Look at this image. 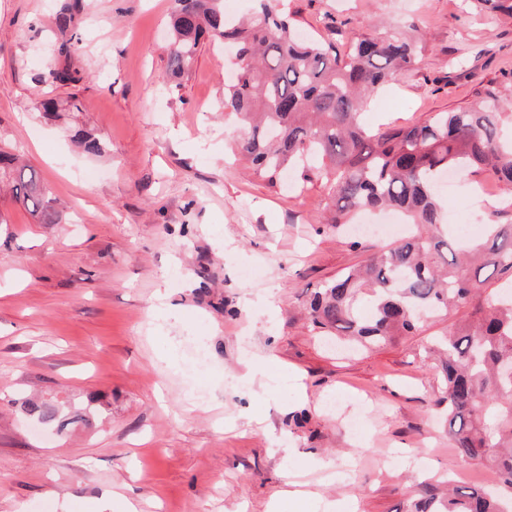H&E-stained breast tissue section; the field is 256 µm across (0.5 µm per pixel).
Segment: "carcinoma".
I'll use <instances>...</instances> for the list:
<instances>
[{
    "instance_id": "obj_1",
    "label": "carcinoma",
    "mask_w": 512,
    "mask_h": 512,
    "mask_svg": "<svg viewBox=\"0 0 512 512\" xmlns=\"http://www.w3.org/2000/svg\"><path fill=\"white\" fill-rule=\"evenodd\" d=\"M467 2L490 17H512V0ZM76 8L65 5L56 13L61 34L73 26ZM170 28L171 78L188 71L206 35L224 41L241 61L224 85L220 108L243 127L236 151L257 176L271 185L287 173L300 188L319 183L336 225L362 210L411 219L407 236L314 291L312 323L370 348L409 335L431 315L470 308L452 334L434 343L443 381L436 406L461 462L489 468L497 484L488 490L455 485L445 497L423 485L411 512H512V224H486L480 236L453 244L438 190L445 174L467 167L512 188V136L502 133L500 92L487 90L477 108L374 129L362 120L364 104L418 62L413 43L391 27L375 25L342 54L332 41L297 38L291 18L272 0H255L243 19L224 12V0H173ZM71 48L72 39L62 38L51 50L49 75L57 84L83 79L71 63ZM2 177L38 223H57L56 200L33 168L1 151ZM471 265L476 273L490 268L509 281L484 295L467 276ZM364 295L369 311L361 315ZM23 406L40 421L56 422L60 432L82 420L32 400Z\"/></svg>"
}]
</instances>
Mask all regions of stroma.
<instances>
[{
  "label": "stroma",
  "instance_id": "1",
  "mask_svg": "<svg viewBox=\"0 0 512 512\" xmlns=\"http://www.w3.org/2000/svg\"><path fill=\"white\" fill-rule=\"evenodd\" d=\"M73 1L0 0V149L39 172L61 215L40 224L0 195V512H95L108 492L112 512L125 500L136 512H409L416 479L493 484L431 416L440 377L427 350L466 309L337 352L312 327L310 296L385 238L351 248L320 184L273 188L234 158L218 43L202 41L162 93L170 0H77L84 79L51 84L40 50ZM276 5L343 53L379 19L414 34L418 63L372 98L374 127L473 106L512 72V17L462 0ZM72 96L80 111L39 108ZM78 131L100 153H84ZM444 200L448 224L512 222L485 172L457 173ZM26 400L86 420L61 435ZM336 400L343 415L326 407ZM295 478L304 496L286 495Z\"/></svg>",
  "mask_w": 512,
  "mask_h": 512
}]
</instances>
